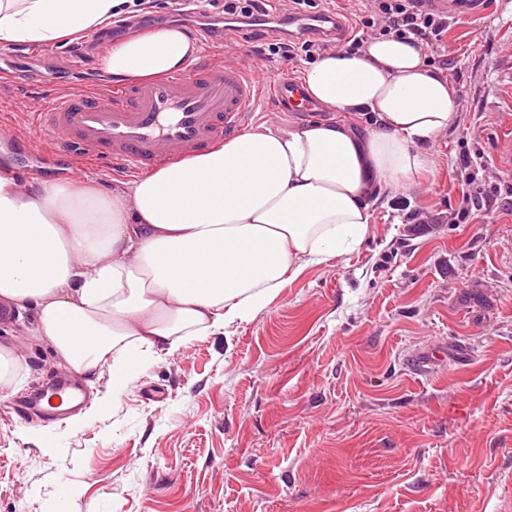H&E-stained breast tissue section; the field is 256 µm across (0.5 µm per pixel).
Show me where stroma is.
Returning <instances> with one entry per match:
<instances>
[{
  "label": "stroma",
  "mask_w": 512,
  "mask_h": 512,
  "mask_svg": "<svg viewBox=\"0 0 512 512\" xmlns=\"http://www.w3.org/2000/svg\"><path fill=\"white\" fill-rule=\"evenodd\" d=\"M512 0L449 19L431 67L460 94L430 147L433 174L371 204L358 250L308 268L255 318L140 368L120 396L110 369L85 407L17 415L71 371L34 336L32 308L0 321L22 352L0 401V512H512ZM137 31L200 20L151 0ZM281 33L230 30L264 74L302 78ZM78 42L30 69L63 68ZM481 195L459 218L462 155Z\"/></svg>",
  "instance_id": "obj_1"
}]
</instances>
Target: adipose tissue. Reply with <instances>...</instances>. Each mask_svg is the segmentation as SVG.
Here are the masks:
<instances>
[{
	"label": "adipose tissue",
	"instance_id": "obj_1",
	"mask_svg": "<svg viewBox=\"0 0 512 512\" xmlns=\"http://www.w3.org/2000/svg\"><path fill=\"white\" fill-rule=\"evenodd\" d=\"M129 0H0V40L34 47L108 28ZM198 46L165 26L112 44L113 79L185 70ZM329 118L251 130L103 192L0 177V306L32 305L36 331L76 375L110 367L122 393L187 336L256 316L307 268L356 250L370 200L432 171L457 119L448 80L419 40H369L305 72ZM370 117L364 130L333 112Z\"/></svg>",
	"mask_w": 512,
	"mask_h": 512
}]
</instances>
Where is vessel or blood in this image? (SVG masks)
Masks as SVG:
<instances>
[{"label":"vessel or blood","mask_w":512,"mask_h":512,"mask_svg":"<svg viewBox=\"0 0 512 512\" xmlns=\"http://www.w3.org/2000/svg\"><path fill=\"white\" fill-rule=\"evenodd\" d=\"M448 15L478 14L483 0H434ZM319 112L301 84L285 78L260 79L243 61H212L203 54L187 72L147 82L109 79L89 89H68L40 97L29 112V128L18 133L0 119V142L10 153L40 160L21 168L0 166V177L24 181L59 163L74 174L85 166L111 165L129 174H147L205 151L248 126L254 112Z\"/></svg>","instance_id":"1"}]
</instances>
